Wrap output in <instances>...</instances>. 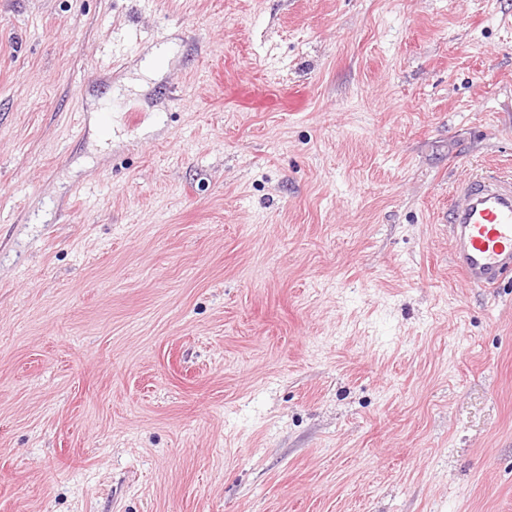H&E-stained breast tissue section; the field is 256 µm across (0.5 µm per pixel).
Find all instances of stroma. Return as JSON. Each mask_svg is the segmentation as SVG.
Wrapping results in <instances>:
<instances>
[{
    "label": "stroma",
    "instance_id": "obj_1",
    "mask_svg": "<svg viewBox=\"0 0 512 512\" xmlns=\"http://www.w3.org/2000/svg\"><path fill=\"white\" fill-rule=\"evenodd\" d=\"M512 0H0V512H512ZM454 267L474 287L512 272V179L479 176L457 184L448 205Z\"/></svg>",
    "mask_w": 512,
    "mask_h": 512
}]
</instances>
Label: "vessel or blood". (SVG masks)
<instances>
[{
	"instance_id": "b4317fda",
	"label": "vessel or blood",
	"mask_w": 512,
	"mask_h": 512,
	"mask_svg": "<svg viewBox=\"0 0 512 512\" xmlns=\"http://www.w3.org/2000/svg\"><path fill=\"white\" fill-rule=\"evenodd\" d=\"M454 267L474 287L512 272V179L479 176L457 184L444 219Z\"/></svg>"
}]
</instances>
